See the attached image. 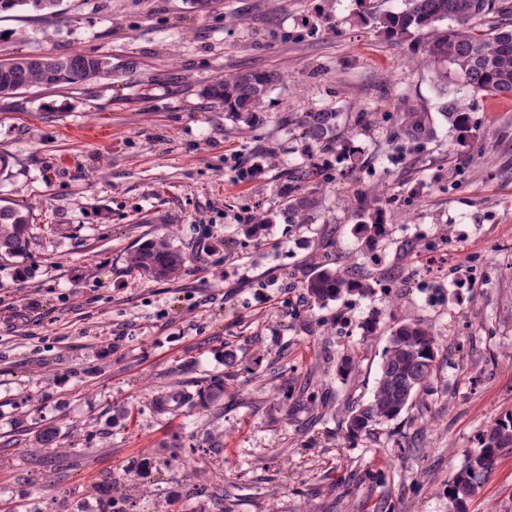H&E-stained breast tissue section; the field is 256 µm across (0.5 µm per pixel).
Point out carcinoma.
I'll list each match as a JSON object with an SVG mask.
<instances>
[{
  "label": "carcinoma",
  "mask_w": 512,
  "mask_h": 512,
  "mask_svg": "<svg viewBox=\"0 0 512 512\" xmlns=\"http://www.w3.org/2000/svg\"><path fill=\"white\" fill-rule=\"evenodd\" d=\"M60 0H0V13L31 5L52 9ZM366 20L379 24L389 37L411 41L413 51L422 54L437 81L467 87L473 96H512V4L508 0H405L398 12H366ZM112 76V60L96 54L71 56H17L0 60V97L34 85H81ZM280 80L269 70H248L217 79L203 89L207 98L224 107L228 119L252 127L260 120L264 98ZM475 102L447 99L440 113L467 138L469 112ZM339 113L332 108L288 117V124L300 129V138L331 152L336 146ZM402 132L408 142L420 145L434 139V129L422 112H405ZM379 198L359 204L357 233L368 246L388 234ZM314 190L295 183L280 191L279 213L290 224H310L320 208ZM273 223L266 212L242 227L244 234L259 237ZM56 224H35L28 211L16 206H0V263L13 262L28 254L38 234H55ZM132 270L154 279L179 276L186 256L166 237L144 241L131 255ZM302 287L313 302L327 306L349 295L367 296L375 292L371 277L352 269H332L316 263ZM438 340L430 327L417 319L396 323L389 329L387 347L380 365V377L373 400L352 409L346 420V438L355 440L373 433L385 423L409 411L416 400L429 395L436 369ZM58 429L47 426L35 435L40 447L56 445ZM506 448H512V414L493 419L478 438V447L466 456L464 466L448 485V498L455 512H465L464 504L492 474Z\"/></svg>",
  "instance_id": "cac0c4a2"
}]
</instances>
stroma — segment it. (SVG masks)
Wrapping results in <instances>:
<instances>
[{
  "label": "stroma",
  "mask_w": 512,
  "mask_h": 512,
  "mask_svg": "<svg viewBox=\"0 0 512 512\" xmlns=\"http://www.w3.org/2000/svg\"><path fill=\"white\" fill-rule=\"evenodd\" d=\"M369 4L403 7L61 0L0 15V59L94 53L115 68L0 98V205L63 227L31 245L27 277L0 269V502L72 512L109 484L128 512H454L449 482L512 412V97L440 95L408 42L363 21ZM247 70L282 76L250 129L203 94ZM446 96L476 101L467 144L439 111ZM322 108L339 112L361 166L347 176L343 151L330 155L322 209L298 226L277 216L278 192L309 147L283 119ZM409 109L436 131L415 152L399 134ZM372 195L389 234L367 251L354 211ZM259 211L276 219L256 240L241 227ZM162 235L186 254L180 276L130 274L131 253ZM328 256L378 278L374 294L311 303L301 283ZM409 318L438 336L433 390L348 443L388 328ZM346 354L357 366L342 378ZM171 390L204 402L157 413ZM47 425L60 430L52 466L33 442ZM466 509L512 512V450Z\"/></svg>",
  "instance_id": "35a3bbf8"
}]
</instances>
